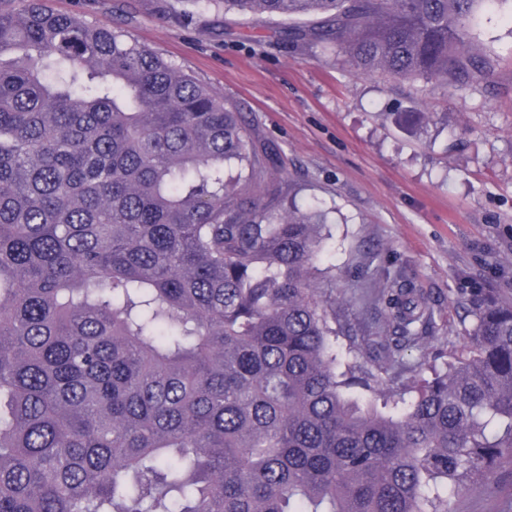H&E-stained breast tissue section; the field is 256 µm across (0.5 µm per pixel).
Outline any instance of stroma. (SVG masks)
Masks as SVG:
<instances>
[{"instance_id":"stroma-1","label":"stroma","mask_w":512,"mask_h":512,"mask_svg":"<svg viewBox=\"0 0 512 512\" xmlns=\"http://www.w3.org/2000/svg\"><path fill=\"white\" fill-rule=\"evenodd\" d=\"M59 13L108 21L223 94L257 138L288 160L282 190L329 217L322 256L344 334L365 344L375 304L401 272L434 310L425 352H406V387L419 356L453 361L472 318L461 279L512 303V0H487L470 21L493 59L463 89L364 72L336 49L283 42L275 24L200 0H50ZM431 121L413 129V115ZM448 512H512V472L475 478Z\"/></svg>"}]
</instances>
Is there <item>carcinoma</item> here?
I'll return each instance as SVG.
<instances>
[{
	"instance_id": "1",
	"label": "carcinoma",
	"mask_w": 512,
	"mask_h": 512,
	"mask_svg": "<svg viewBox=\"0 0 512 512\" xmlns=\"http://www.w3.org/2000/svg\"><path fill=\"white\" fill-rule=\"evenodd\" d=\"M485 0H224L367 72L467 87ZM281 152L107 21L0 0V512H448L512 464V304L410 396L432 312L395 278L337 372L328 235ZM357 386L370 397L355 399Z\"/></svg>"
}]
</instances>
